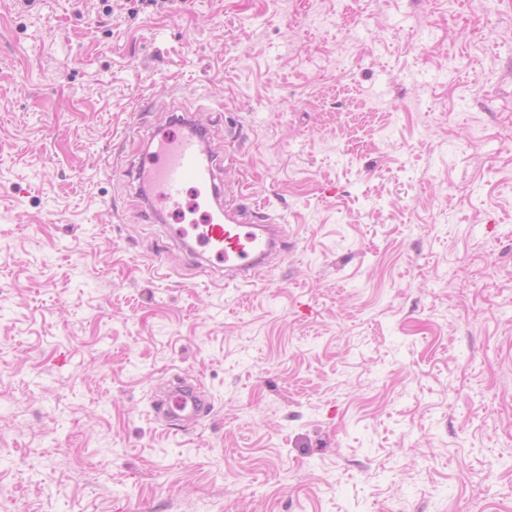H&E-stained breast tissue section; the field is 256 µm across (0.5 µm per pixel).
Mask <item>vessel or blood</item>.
<instances>
[{"mask_svg":"<svg viewBox=\"0 0 512 512\" xmlns=\"http://www.w3.org/2000/svg\"><path fill=\"white\" fill-rule=\"evenodd\" d=\"M149 151L140 158L135 177L148 184L156 197L172 209H179L187 187L216 188V162L209 155L199 132L172 133L154 130L148 137ZM172 239H194L207 255L209 266L221 271L230 282H252L256 272L266 268L272 255L288 245L286 227L264 205L242 198L234 213L216 220L203 214L192 228L169 230ZM153 408L167 424L189 429L210 415V402L194 387L178 383L169 386Z\"/></svg>","mask_w":512,"mask_h":512,"instance_id":"obj_1","label":"vessel or blood"}]
</instances>
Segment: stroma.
Returning a JSON list of instances; mask_svg holds the SVG:
<instances>
[{
	"mask_svg": "<svg viewBox=\"0 0 512 512\" xmlns=\"http://www.w3.org/2000/svg\"><path fill=\"white\" fill-rule=\"evenodd\" d=\"M181 107L265 281L145 219ZM0 512H512V0H0ZM203 224H190L193 239L209 266L223 272L230 282L253 283L258 270L267 268L272 255L288 245L287 224H280L264 205L242 197L233 214L215 221L203 213ZM224 223V224H223ZM153 408L159 418L181 430L189 429L212 411L210 402L194 387L184 383L169 386L160 398H156Z\"/></svg>",
	"mask_w": 512,
	"mask_h": 512,
	"instance_id": "stroma-1",
	"label": "stroma"
}]
</instances>
